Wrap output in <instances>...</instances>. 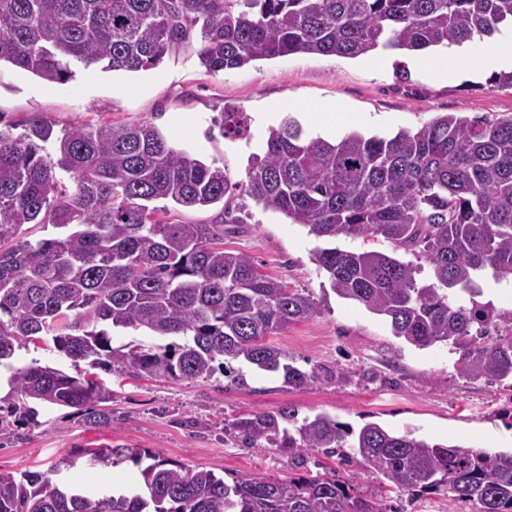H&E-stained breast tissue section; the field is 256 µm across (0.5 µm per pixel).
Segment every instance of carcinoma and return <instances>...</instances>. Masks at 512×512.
<instances>
[{
    "instance_id": "obj_1",
    "label": "carcinoma",
    "mask_w": 512,
    "mask_h": 512,
    "mask_svg": "<svg viewBox=\"0 0 512 512\" xmlns=\"http://www.w3.org/2000/svg\"><path fill=\"white\" fill-rule=\"evenodd\" d=\"M512 25V0H0V63L45 83L81 68L139 72L199 40L211 73L293 53L402 55L490 39ZM237 112L224 136L244 133ZM247 192L325 242L313 260L340 298L390 320L394 336L455 355L456 373L512 381V310L483 302L480 282L512 283V116L449 113L416 130L336 140L293 119L252 156ZM237 190L224 168L173 146L149 122H98L53 136L40 113L24 133L0 129V367L15 394L112 421V390L51 366L16 367L22 341L52 344L92 368L155 379L208 380L215 362L242 359L305 387L322 367L294 365L270 337L321 311V301L224 249V225L154 217L168 206L207 208ZM47 224L49 237L22 235ZM382 236L422 257L431 273L336 240ZM145 328L157 349L112 346L113 329ZM251 447L286 448L302 468L311 451L355 473L286 479L237 474L227 483L136 448H98L93 465L141 469L136 492L91 495L39 473H0V512H386L356 494L368 474L413 498L440 496L470 512H512V452L433 443L369 422L358 432L327 414H247L231 422Z\"/></svg>"
}]
</instances>
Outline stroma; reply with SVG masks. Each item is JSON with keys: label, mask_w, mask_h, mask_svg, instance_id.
I'll use <instances>...</instances> for the list:
<instances>
[{"label": "stroma", "mask_w": 512, "mask_h": 512, "mask_svg": "<svg viewBox=\"0 0 512 512\" xmlns=\"http://www.w3.org/2000/svg\"><path fill=\"white\" fill-rule=\"evenodd\" d=\"M197 43L173 50L155 68L137 73L78 71L74 81L49 85L11 64L0 65V123L22 126L35 112L56 131L90 122L148 121L178 147L224 166L237 183L230 203L239 221H224L221 207L170 210L179 224H220L224 246L252 257L267 275L323 300L320 314L274 334L272 343L298 366L345 372V379L303 388L283 386L276 374L236 360L231 372L210 380H163L125 371L99 370L112 390L109 425L97 427L85 412L37 405L36 418L18 412L0 426V473L58 471L60 479L96 489L134 488L140 468L65 459L90 448L118 445L156 452L190 468L218 476L258 474L285 479L296 470L286 449L251 448L230 424L252 413L294 411L298 417L325 413L360 428L374 422L393 432L411 431L432 442H452L491 451L512 450V387L456 375L447 349L416 348L394 336L384 317L338 297L312 254L321 241L307 227L256 205L245 191L248 158L261 152L281 114L274 104L336 102L358 118L357 132L392 134L415 130L437 116L455 113L497 119L512 115V88L491 84L485 72L453 78L402 75L398 54L379 51L356 59L291 54L235 70L207 72ZM126 85L117 94L116 85ZM243 113L245 134L225 137L216 122L223 111ZM13 364L49 365L72 376L86 362L26 343Z\"/></svg>", "instance_id": "1"}]
</instances>
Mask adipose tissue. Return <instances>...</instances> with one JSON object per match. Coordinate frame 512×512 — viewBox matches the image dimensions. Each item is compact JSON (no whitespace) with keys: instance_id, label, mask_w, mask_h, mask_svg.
<instances>
[{"instance_id":"ef3b65f1","label":"adipose tissue","mask_w":512,"mask_h":512,"mask_svg":"<svg viewBox=\"0 0 512 512\" xmlns=\"http://www.w3.org/2000/svg\"><path fill=\"white\" fill-rule=\"evenodd\" d=\"M512 57V39H502L482 43L476 47H459L450 50L448 55L438 57L432 54L418 55L413 65L425 75L453 76L461 70H486L506 57Z\"/></svg>"}]
</instances>
